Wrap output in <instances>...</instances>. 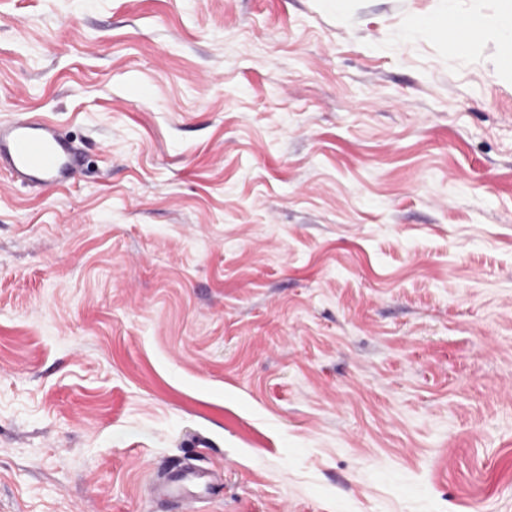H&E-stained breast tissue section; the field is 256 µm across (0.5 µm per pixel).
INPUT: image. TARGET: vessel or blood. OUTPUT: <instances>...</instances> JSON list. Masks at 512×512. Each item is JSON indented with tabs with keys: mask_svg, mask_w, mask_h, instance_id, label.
Instances as JSON below:
<instances>
[{
	"mask_svg": "<svg viewBox=\"0 0 512 512\" xmlns=\"http://www.w3.org/2000/svg\"><path fill=\"white\" fill-rule=\"evenodd\" d=\"M80 162V150L62 137L49 120L28 112L0 122V169L18 181L34 186H66ZM201 482L213 485L210 473L177 469L164 480L168 494L182 495L186 486Z\"/></svg>",
	"mask_w": 512,
	"mask_h": 512,
	"instance_id": "b4317fda",
	"label": "vessel or blood"
}]
</instances>
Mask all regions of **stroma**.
Returning <instances> with one entry per match:
<instances>
[{"label":"stroma","instance_id":"stroma-1","mask_svg":"<svg viewBox=\"0 0 512 512\" xmlns=\"http://www.w3.org/2000/svg\"><path fill=\"white\" fill-rule=\"evenodd\" d=\"M442 6L0 0L84 153L0 171V512H512V76ZM203 481L205 487L213 485L215 478L208 472L177 469L169 472L163 482L169 495L181 496L187 485Z\"/></svg>","mask_w":512,"mask_h":512}]
</instances>
